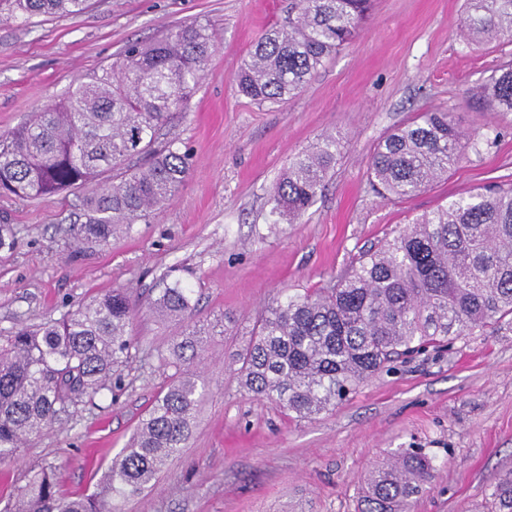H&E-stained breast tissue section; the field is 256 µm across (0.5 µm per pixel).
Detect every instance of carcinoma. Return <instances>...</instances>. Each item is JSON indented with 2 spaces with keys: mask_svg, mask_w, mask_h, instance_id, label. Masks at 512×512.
<instances>
[{
  "mask_svg": "<svg viewBox=\"0 0 512 512\" xmlns=\"http://www.w3.org/2000/svg\"><path fill=\"white\" fill-rule=\"evenodd\" d=\"M371 0H296L285 24L264 33L242 60L239 92L261 103L301 92L327 58L359 33ZM88 0H0V13L76 16ZM472 44L512 40V0H465L460 26ZM215 42L200 23L150 43H130L116 66L77 82L57 101L0 139V195L35 199L82 188L80 242H106L169 202L189 173L188 154L155 151L171 112L192 98ZM488 112H512V62L472 89ZM466 133L434 109L378 142L372 185L395 199L416 196L459 165ZM341 143L329 134L295 155L270 191L271 214L303 216L336 165ZM192 290L174 282L154 311L188 321ZM129 297L116 288L0 344V458L79 403L112 391V370L130 358ZM512 329V185H491L448 201L391 239L354 257L328 288L282 294L265 310L241 358L245 389L286 414L310 418L336 406L401 356L451 344L475 329ZM200 332H184L164 361L191 363ZM200 400L197 381L177 376L142 418L128 448L92 494L60 492L53 471L34 474L9 512H119L185 446ZM421 448L387 457L371 472L359 512H408L431 484ZM487 512H512V470L491 486Z\"/></svg>",
  "mask_w": 512,
  "mask_h": 512,
  "instance_id": "obj_1",
  "label": "carcinoma"
}]
</instances>
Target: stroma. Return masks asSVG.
<instances>
[{
  "label": "stroma",
  "mask_w": 512,
  "mask_h": 512,
  "mask_svg": "<svg viewBox=\"0 0 512 512\" xmlns=\"http://www.w3.org/2000/svg\"><path fill=\"white\" fill-rule=\"evenodd\" d=\"M290 2L89 0L78 16L0 20V135L119 61L127 43L193 22L216 43L189 106L158 132V146L190 153L186 181L161 210L108 242L80 244L75 195L0 197V219L17 232L15 249L0 251V338L115 288L135 307L120 388L0 460V512L42 466L64 494L96 490L170 382L159 353L185 325L156 317L151 303L174 281L191 288L192 319L210 330L191 365L204 397L182 451L123 512H357L370 472L398 448L426 449L436 466L410 512H472L512 469V330L477 329L397 363L311 419L288 417L239 383L238 357L278 291L327 287L353 255L414 218L512 181V113L485 112L469 95L512 59V42L466 45L465 0H374L356 38L300 94L254 103L235 73ZM434 108L453 112L476 147L417 196L375 194L376 144ZM326 134L343 149L315 205L296 223L275 222L272 185Z\"/></svg>",
  "instance_id": "35a3bbf8"
}]
</instances>
